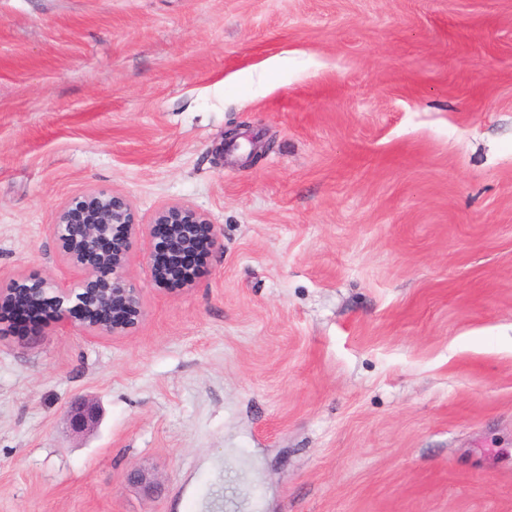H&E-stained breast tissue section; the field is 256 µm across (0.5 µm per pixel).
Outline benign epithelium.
<instances>
[{"instance_id": "obj_1", "label": "benign epithelium", "mask_w": 512, "mask_h": 512, "mask_svg": "<svg viewBox=\"0 0 512 512\" xmlns=\"http://www.w3.org/2000/svg\"><path fill=\"white\" fill-rule=\"evenodd\" d=\"M154 224L167 225L165 250L173 270L180 257L203 240L211 250L223 246L222 229L207 215L182 203L161 207ZM137 224L128 200L107 189H93L70 199L56 213L50 232L65 266L82 273L79 292L73 294L45 278L20 276L0 285V310L20 297L37 302L52 300L53 322L60 328H75L98 335L119 336L128 331L142 314L141 291L130 280L131 238ZM112 270V282L98 281V270ZM124 299V310H111L114 296ZM100 419L98 405L81 399L66 410V420L76 433L93 430ZM128 482L151 492L157 483L141 469L127 474Z\"/></svg>"}]
</instances>
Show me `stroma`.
<instances>
[{
    "instance_id": "stroma-1",
    "label": "stroma",
    "mask_w": 512,
    "mask_h": 512,
    "mask_svg": "<svg viewBox=\"0 0 512 512\" xmlns=\"http://www.w3.org/2000/svg\"><path fill=\"white\" fill-rule=\"evenodd\" d=\"M97 188L142 315L0 335V512H512V0H0V282ZM153 224L167 225L169 234L164 248L174 271H179L181 268L176 265L180 257L194 249L201 239L209 245L210 250H221L223 246L221 227L212 224L205 213L187 204L173 203L162 206L156 213ZM207 251L208 248L205 245L190 251L189 255L182 259V268L177 275L169 271L168 260L162 256L159 271L172 277L181 276L184 270L186 274L196 275L200 258ZM100 419L98 405L91 401L81 399L72 402L66 410V420L70 428L76 433L93 430Z\"/></svg>"
}]
</instances>
